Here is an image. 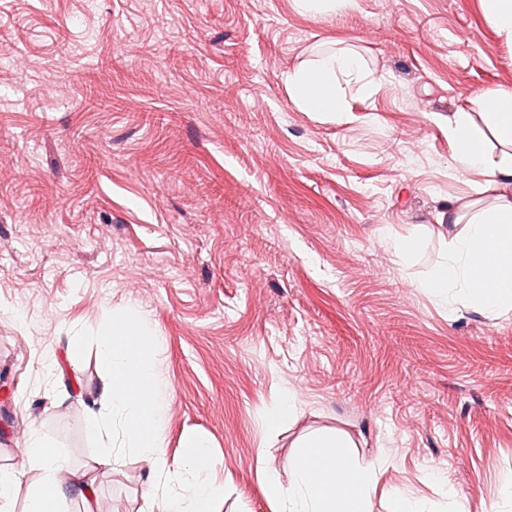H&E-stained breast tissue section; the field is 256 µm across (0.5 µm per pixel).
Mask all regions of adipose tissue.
Listing matches in <instances>:
<instances>
[{
  "mask_svg": "<svg viewBox=\"0 0 512 512\" xmlns=\"http://www.w3.org/2000/svg\"><path fill=\"white\" fill-rule=\"evenodd\" d=\"M286 87L290 102L304 112L330 120L350 114L352 86L372 90L361 57L350 50L324 51L289 71ZM480 111L460 108L447 121L454 169L477 177L478 193H493L491 206L464 213L448 208V221L465 223L463 233L448 240V259L432 271L422 287L433 291L445 305L464 301L476 310L495 313L512 308V88L479 93ZM503 153H494L490 141ZM147 328L125 318L113 320L110 334L99 341V359L109 375L113 412L122 419V445L162 459L155 426L163 413L164 390L153 378L144 338ZM351 438L342 432H317L300 445L293 461L292 480L282 487L268 463H261L265 493L281 504V512H373L372 497L379 474L375 463L353 453ZM32 456L43 469L41 485L27 496L25 512H57L58 474L65 457L34 436ZM185 460L195 476L193 505L168 500L166 512H205L214 489L206 477L209 461L203 445L191 443Z\"/></svg>",
  "mask_w": 512,
  "mask_h": 512,
  "instance_id": "obj_1",
  "label": "adipose tissue"
}]
</instances>
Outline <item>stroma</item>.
I'll return each instance as SVG.
<instances>
[{"label": "stroma", "mask_w": 512, "mask_h": 512, "mask_svg": "<svg viewBox=\"0 0 512 512\" xmlns=\"http://www.w3.org/2000/svg\"><path fill=\"white\" fill-rule=\"evenodd\" d=\"M0 471L23 490L34 434L63 449L62 512H163L205 444L212 512H276L297 444L347 433L434 512H512V309L445 306L419 282L480 199L446 119L512 87L480 0H0ZM357 51L376 87L333 122L288 101L319 51ZM418 239L405 261L395 243ZM134 308L166 389L164 463L99 464L98 338ZM79 358H72V348ZM296 409L277 431L272 410ZM44 401L42 417L32 408ZM88 482H81V475ZM296 8L303 13L328 14L346 4H355L352 0H293Z\"/></svg>", "instance_id": "35a3bbf8"}]
</instances>
